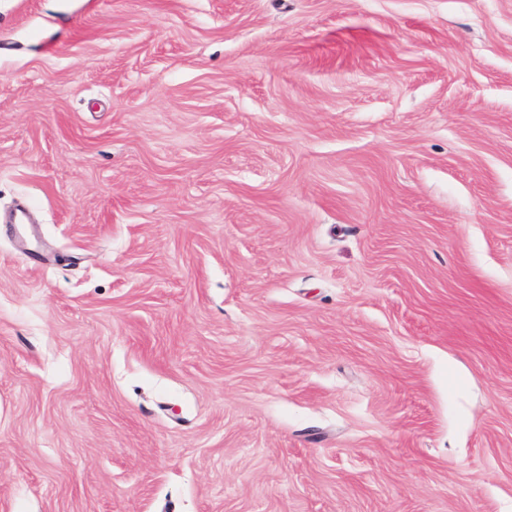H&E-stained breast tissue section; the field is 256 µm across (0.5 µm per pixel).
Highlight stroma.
Returning a JSON list of instances; mask_svg holds the SVG:
<instances>
[{
	"instance_id": "stroma-1",
	"label": "stroma",
	"mask_w": 512,
	"mask_h": 512,
	"mask_svg": "<svg viewBox=\"0 0 512 512\" xmlns=\"http://www.w3.org/2000/svg\"><path fill=\"white\" fill-rule=\"evenodd\" d=\"M0 512H512V0H0Z\"/></svg>"
}]
</instances>
